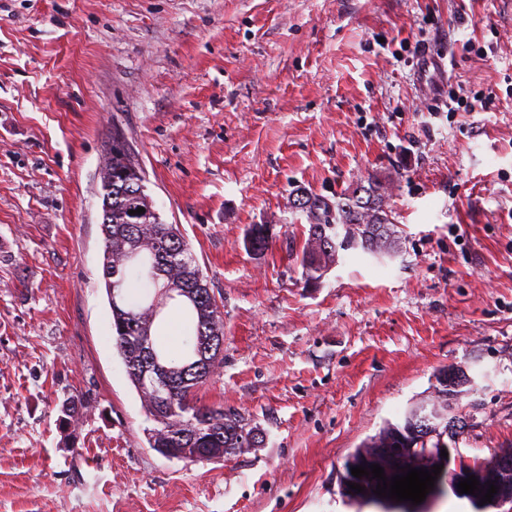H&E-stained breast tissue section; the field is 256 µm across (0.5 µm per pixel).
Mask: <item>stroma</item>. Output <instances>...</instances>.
<instances>
[{
    "instance_id": "1",
    "label": "stroma",
    "mask_w": 512,
    "mask_h": 512,
    "mask_svg": "<svg viewBox=\"0 0 512 512\" xmlns=\"http://www.w3.org/2000/svg\"><path fill=\"white\" fill-rule=\"evenodd\" d=\"M452 84L482 104L449 115ZM510 86L512 0H0V512H356L347 459L449 368L462 461L512 446ZM116 128L224 313L197 398L262 431L219 463L150 448L115 348ZM370 175L400 253L306 284L291 192Z\"/></svg>"
}]
</instances>
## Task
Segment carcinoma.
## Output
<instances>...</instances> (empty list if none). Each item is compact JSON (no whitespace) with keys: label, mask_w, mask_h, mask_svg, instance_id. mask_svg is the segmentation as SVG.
<instances>
[{"label":"carcinoma","mask_w":512,"mask_h":512,"mask_svg":"<svg viewBox=\"0 0 512 512\" xmlns=\"http://www.w3.org/2000/svg\"><path fill=\"white\" fill-rule=\"evenodd\" d=\"M112 148L106 151L99 178L102 195L103 278L112 310L115 347L123 359L147 417L156 426L147 432L151 448H181L182 462H202L199 448H216L231 455L246 442L243 432L253 428L245 418L222 406L197 403L196 390L220 364L224 350V314L211 293L191 245L179 225L168 224L153 208L145 193L146 176L125 135L112 130ZM389 185L368 178L336 200L302 192L293 198L294 208L305 214L308 239L300 257L307 283L320 280L338 261L339 251L361 250L375 256H391L400 249L391 210L383 198ZM138 208L145 209L141 214ZM266 228L256 224L248 246L264 250ZM139 269V277L154 286V293L125 301L127 270ZM182 298V313L192 340L181 354L170 355L156 344L151 331L162 321L170 301ZM437 434L415 444L438 448L448 440V419L439 422Z\"/></svg>","instance_id":"carcinoma-1"}]
</instances>
